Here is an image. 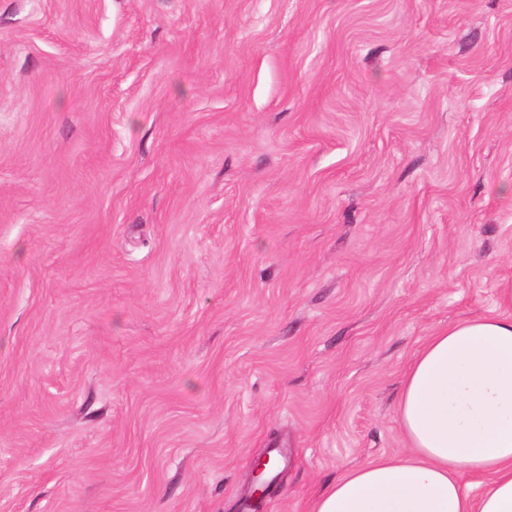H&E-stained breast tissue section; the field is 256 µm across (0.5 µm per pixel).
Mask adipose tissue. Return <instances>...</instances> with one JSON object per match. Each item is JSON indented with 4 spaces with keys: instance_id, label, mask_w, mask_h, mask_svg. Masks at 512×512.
Listing matches in <instances>:
<instances>
[{
    "instance_id": "ef3b65f1",
    "label": "adipose tissue",
    "mask_w": 512,
    "mask_h": 512,
    "mask_svg": "<svg viewBox=\"0 0 512 512\" xmlns=\"http://www.w3.org/2000/svg\"><path fill=\"white\" fill-rule=\"evenodd\" d=\"M397 419L409 452L350 469L310 512H512V282L497 311L427 338Z\"/></svg>"
}]
</instances>
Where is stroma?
I'll return each mask as SVG.
<instances>
[{
	"label": "stroma",
	"instance_id": "1",
	"mask_svg": "<svg viewBox=\"0 0 512 512\" xmlns=\"http://www.w3.org/2000/svg\"><path fill=\"white\" fill-rule=\"evenodd\" d=\"M512 281V0H0V512H309Z\"/></svg>",
	"mask_w": 512,
	"mask_h": 512
}]
</instances>
